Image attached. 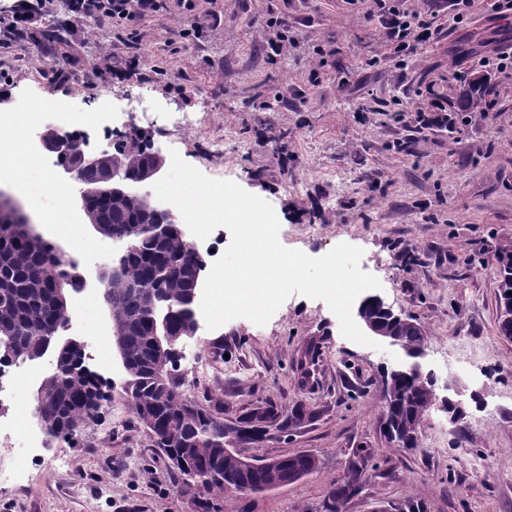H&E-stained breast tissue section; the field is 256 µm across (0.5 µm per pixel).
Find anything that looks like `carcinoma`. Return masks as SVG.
Segmentation results:
<instances>
[{"instance_id":"carcinoma-1","label":"carcinoma","mask_w":512,"mask_h":512,"mask_svg":"<svg viewBox=\"0 0 512 512\" xmlns=\"http://www.w3.org/2000/svg\"><path fill=\"white\" fill-rule=\"evenodd\" d=\"M490 87V79L475 86L467 83L453 97L460 112L477 108ZM155 153L135 133L113 144L96 169L80 171L82 181L101 182L114 165H123L136 177L146 176L153 168ZM99 233L128 239L134 249L124 258L127 272L108 280L106 288L112 322L123 329L120 358L127 361L126 392L138 423L155 447L163 439H172L191 456L203 478L200 486L207 491L224 492L226 482L267 485L289 484L315 468L309 454L279 458L249 473L241 470L240 451L222 450L218 440L224 431L237 434L242 443H259L269 430L285 432L300 424L309 413L297 406L286 416L270 403L252 408L244 419L233 425L224 423L204 405L193 402L180 392H165L159 386V368L174 369L177 353L168 344H159L162 334L175 335L191 320L187 303L194 271L200 260L181 235L180 225L164 238L148 232L157 218L121 197H93L89 200ZM499 281V317L497 332L512 336V244L501 245L495 255ZM77 291L80 280L70 276L56 252V246L40 233L26 228L21 216L9 204H0V351L19 361H34L43 347L57 343L56 336L66 321V295L59 289ZM149 288L160 289L170 310L166 319L157 316L146 295ZM394 334L404 359L387 370L392 396L384 402V420L406 441L417 447L425 416L433 407V374L418 379L423 368L422 352L427 347V333L414 318L394 325ZM77 354L63 350L64 373L46 377L39 390L49 405L48 435L53 439L76 440L83 417L99 415L108 397L102 394L103 381L96 376L74 373ZM371 452L354 450L345 462L344 475L324 498V512H347L354 497L361 471L368 468Z\"/></svg>"}]
</instances>
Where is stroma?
<instances>
[{
	"label": "stroma",
	"mask_w": 512,
	"mask_h": 512,
	"mask_svg": "<svg viewBox=\"0 0 512 512\" xmlns=\"http://www.w3.org/2000/svg\"><path fill=\"white\" fill-rule=\"evenodd\" d=\"M438 30L430 43L395 52L370 0H197L203 35L185 43L189 15L142 20L138 53L123 26L43 0L18 34L5 23L14 0H0V85L11 99L42 105L60 125L91 112L136 109L137 96L184 112L201 127L177 129L165 114L134 123L154 152L177 151L211 178L222 177L270 203L279 240L317 258L336 245L362 248L360 267L377 294L427 332L423 359L439 397L462 387L468 440L455 447L442 405L429 413L417 448L384 437L383 367L399 348L378 350L344 337L320 299L289 296L265 325L236 318L201 329L178 356L180 390L225 423L257 403L309 413L298 426L242 445L248 458L314 454L315 471L260 493H214L187 481L155 448L132 412L110 336V310L91 287L76 296L72 332L97 355L111 382L107 406L77 440L33 453L34 395L47 364L15 378L18 422L0 447V512H321L355 448L374 453L361 495L347 512L414 496L426 512H512V341L497 333L495 254L512 242V82L496 78V105L434 119L424 95L478 71L480 57L512 52V16L477 0L467 25L453 26L443 0H410ZM287 17L293 43L275 60L262 52L266 22ZM126 71L122 80L112 70ZM224 152L211 154L212 140ZM13 178L40 195L26 212L44 238L80 209V185L40 166L30 153ZM53 188L43 185L44 179Z\"/></svg>",
	"instance_id": "1"
}]
</instances>
